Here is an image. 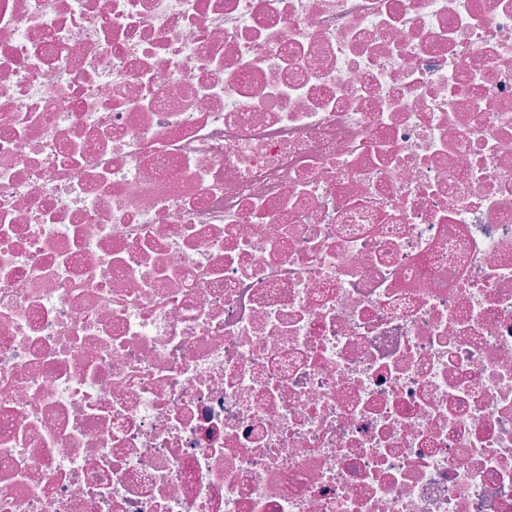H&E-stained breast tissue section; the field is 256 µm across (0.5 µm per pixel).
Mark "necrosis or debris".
<instances>
[{"label":"necrosis or debris","mask_w":512,"mask_h":512,"mask_svg":"<svg viewBox=\"0 0 512 512\" xmlns=\"http://www.w3.org/2000/svg\"><path fill=\"white\" fill-rule=\"evenodd\" d=\"M0 512H512V0H0Z\"/></svg>","instance_id":"obj_1"}]
</instances>
